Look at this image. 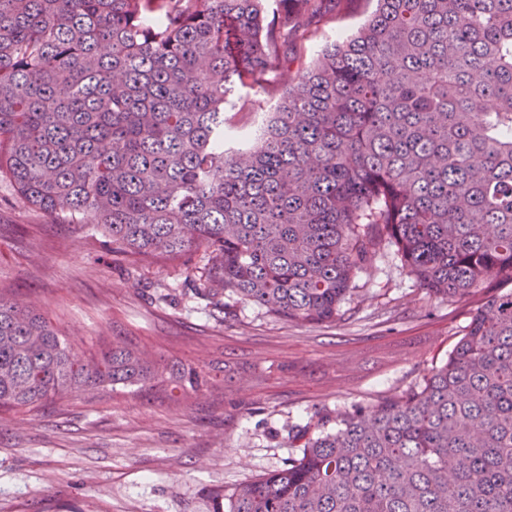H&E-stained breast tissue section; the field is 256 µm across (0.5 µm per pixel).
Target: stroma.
<instances>
[{
    "instance_id": "35a3bbf8",
    "label": "stroma",
    "mask_w": 512,
    "mask_h": 512,
    "mask_svg": "<svg viewBox=\"0 0 512 512\" xmlns=\"http://www.w3.org/2000/svg\"><path fill=\"white\" fill-rule=\"evenodd\" d=\"M375 0H344L302 47L305 61L356 32ZM237 95L228 128L248 135L293 83ZM204 253L188 262L113 253L88 224H58L0 178V289L46 316L84 357L115 341L196 367L245 363L246 382L171 396L118 390L0 414V512H222L224 492L298 457L295 432L315 414L335 416L397 396L448 359L497 278L450 301L429 294L385 248L359 269L342 321L313 325L225 298L196 297Z\"/></svg>"
}]
</instances>
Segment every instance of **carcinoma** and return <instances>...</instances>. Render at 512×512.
I'll list each match as a JSON object with an SVG mask.
<instances>
[{"label": "carcinoma", "mask_w": 512, "mask_h": 512, "mask_svg": "<svg viewBox=\"0 0 512 512\" xmlns=\"http://www.w3.org/2000/svg\"><path fill=\"white\" fill-rule=\"evenodd\" d=\"M331 2L0 0V177L130 256L204 250L216 305L308 324L339 320L386 246L438 297L512 278V0H376L305 66ZM275 66L295 86L225 146L231 99L269 93ZM234 378L127 343L84 360L0 289V410ZM314 428L224 512H512V290L423 383Z\"/></svg>", "instance_id": "obj_1"}]
</instances>
